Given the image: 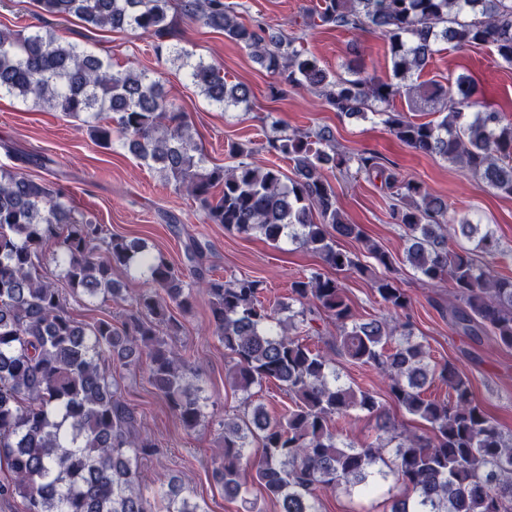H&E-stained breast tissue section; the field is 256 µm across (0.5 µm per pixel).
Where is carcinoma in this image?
Here are the masks:
<instances>
[{
    "label": "carcinoma",
    "instance_id": "carcinoma-1",
    "mask_svg": "<svg viewBox=\"0 0 512 512\" xmlns=\"http://www.w3.org/2000/svg\"><path fill=\"white\" fill-rule=\"evenodd\" d=\"M42 13L76 18L99 29L130 30L161 47L174 36L176 16L248 49L280 78L284 88L316 93L340 117L370 111L383 116L407 147L465 169L494 191L512 196V120L487 106L475 81L461 75L446 89L413 82L437 48L487 45L499 63L512 66V0H320L310 24L353 34L377 31L388 42L393 79L332 73L307 57L296 33L270 31L238 20L225 0H36ZM176 59L193 84L226 109L249 106L248 88L228 85L220 69L181 49ZM92 120L94 143L117 142L142 165L158 170L199 202L205 222L277 243L287 239L316 253L336 271L352 270L372 281L384 309L396 315L361 321L338 278L317 274L291 284L300 310L284 320L261 301L263 281L250 276L204 278L203 250L191 237L185 268L156 256L137 241L107 235L85 218L62 191L13 167H0V461L11 473L0 499L20 497L25 512H206L171 478L147 492L139 483L141 457L158 445L142 433L135 408L112 381V365L145 362L150 384L195 428L206 404L194 387L200 373L166 337L181 331L170 312L190 310L208 297L215 333L234 359L232 386L247 396L273 382L288 395V412L270 417L255 406L224 420V446L212 476L224 496L247 500L246 476H255L279 512H321L320 496L342 490L373 497L394 477L405 491L390 512H512V434L475 399L467 374L431 360L414 340L412 298L392 276L395 259L345 221L325 172L376 174L389 190L391 223L402 230L405 262L428 284L448 281L454 300L448 322L463 336L489 337L512 348V277L495 271L502 256L488 224H472L424 183L406 178L376 152L349 153L326 130H279L267 139L271 159L252 160L253 149L228 144V166H205L187 120L163 92L161 80L112 64L52 32L22 36L0 29V93ZM441 101L438 118L418 122L395 109V100ZM109 121L101 122V115ZM288 162L291 173L280 162ZM341 238L364 242L373 263L339 247ZM463 238L473 247L455 248ZM59 244L52 256L43 246ZM73 295L132 301L135 311L117 327L77 320L66 298L44 273L48 262ZM123 266L148 288L127 298L112 279ZM383 272L378 274L376 269ZM336 324L325 348H312L297 330H315L321 319ZM376 368L393 401L428 423L431 432H399L394 417L368 389L339 383L337 360ZM448 386L445 399L425 395L434 380ZM354 411L377 418L373 441L343 443L332 428ZM261 452L252 451L255 440ZM396 442L385 457L386 442Z\"/></svg>",
    "mask_w": 512,
    "mask_h": 512
}]
</instances>
